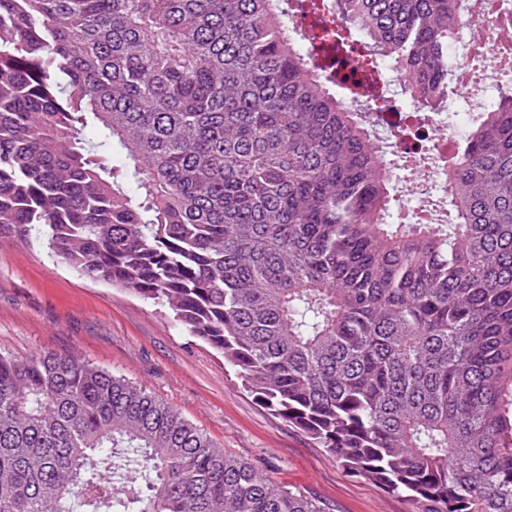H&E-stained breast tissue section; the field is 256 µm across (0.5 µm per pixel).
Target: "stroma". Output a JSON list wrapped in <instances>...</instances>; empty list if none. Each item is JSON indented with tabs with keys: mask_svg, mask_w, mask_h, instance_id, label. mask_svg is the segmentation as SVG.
<instances>
[{
	"mask_svg": "<svg viewBox=\"0 0 512 512\" xmlns=\"http://www.w3.org/2000/svg\"><path fill=\"white\" fill-rule=\"evenodd\" d=\"M0 352L72 353L123 376L173 405L218 446L330 512H412L407 498L351 477L325 449L261 407L223 358L164 308L85 279L36 238L0 234Z\"/></svg>",
	"mask_w": 512,
	"mask_h": 512,
	"instance_id": "obj_1",
	"label": "stroma"
}]
</instances>
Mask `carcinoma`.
Masks as SVG:
<instances>
[{"label":"carcinoma","mask_w":512,"mask_h":512,"mask_svg":"<svg viewBox=\"0 0 512 512\" xmlns=\"http://www.w3.org/2000/svg\"><path fill=\"white\" fill-rule=\"evenodd\" d=\"M286 3L0 0V231L169 309L413 512H512V90L455 136L452 222L420 223L373 132L391 106H345ZM333 3L331 47L355 30L416 123L447 110L465 0ZM0 512L327 507L119 375L0 354Z\"/></svg>","instance_id":"obj_1"}]
</instances>
